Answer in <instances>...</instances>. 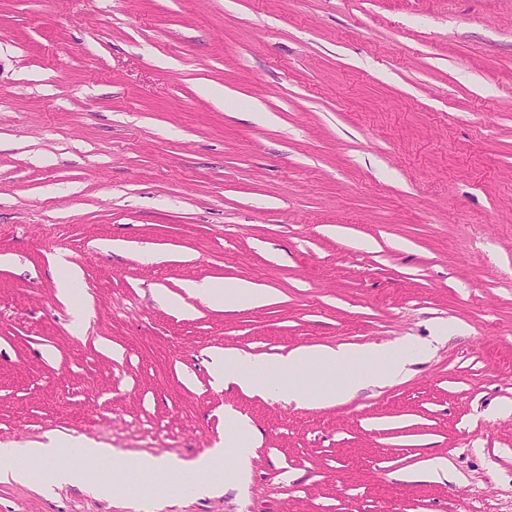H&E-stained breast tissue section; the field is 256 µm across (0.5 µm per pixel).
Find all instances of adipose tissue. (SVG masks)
Here are the masks:
<instances>
[{
    "mask_svg": "<svg viewBox=\"0 0 512 512\" xmlns=\"http://www.w3.org/2000/svg\"><path fill=\"white\" fill-rule=\"evenodd\" d=\"M186 297L201 303L247 305L261 307L272 299L271 293L258 285L236 280L216 286L204 279L189 283ZM186 297L166 296L168 308L179 315L191 314ZM417 354L404 349L391 348H337L302 346L290 350L268 363L260 356H243L232 352H220L213 357L212 384L222 388L236 385L242 391L260 396H275L286 402L303 406L323 407L337 401L349 399L358 390L371 384L386 383L399 377ZM276 371V378H269V371ZM315 371L323 375L324 381L315 388L297 383L298 375ZM345 373L344 381H337V373ZM258 437L250 422L231 414L227 417L223 446L209 449L194 464L195 470L207 473L206 483L195 485V492L213 495L221 493L227 479L224 475L225 449H232L234 471L247 472L250 467V448L256 447ZM78 456L86 461L113 459L112 451L99 447L89 440L77 441ZM58 444L49 442L22 450L0 448V482H18L42 486L51 483L57 486L73 484L83 475L82 468L62 466L57 462ZM114 479H101L102 489L120 493L127 491L121 483L124 475L149 476L157 485L168 486L175 474L184 470L183 465L169 457L143 456L128 459H113Z\"/></svg>",
    "mask_w": 512,
    "mask_h": 512,
    "instance_id": "adipose-tissue-1",
    "label": "adipose tissue"
}]
</instances>
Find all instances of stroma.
Returning <instances> with one entry per match:
<instances>
[{
  "label": "stroma",
  "mask_w": 512,
  "mask_h": 512,
  "mask_svg": "<svg viewBox=\"0 0 512 512\" xmlns=\"http://www.w3.org/2000/svg\"><path fill=\"white\" fill-rule=\"evenodd\" d=\"M1 255L0 448L188 464L234 412L248 482L153 512H512V0H0ZM203 279L275 299L160 303ZM372 344L428 352L330 407L211 384ZM85 473L0 512H138ZM55 265L65 269V274L58 280L57 283V297L62 303L70 305L73 288L80 284L82 272L78 266L67 262L63 258H58L55 262Z\"/></svg>",
  "instance_id": "1"
}]
</instances>
